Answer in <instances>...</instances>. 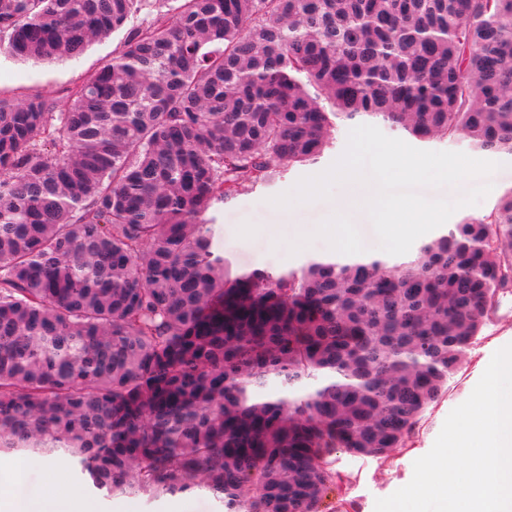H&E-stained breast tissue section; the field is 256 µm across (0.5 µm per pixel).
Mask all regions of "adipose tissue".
Segmentation results:
<instances>
[{"instance_id":"adipose-tissue-1","label":"adipose tissue","mask_w":512,"mask_h":512,"mask_svg":"<svg viewBox=\"0 0 512 512\" xmlns=\"http://www.w3.org/2000/svg\"><path fill=\"white\" fill-rule=\"evenodd\" d=\"M43 479L34 481L33 470ZM55 461L0 463V512H91L79 496L62 491Z\"/></svg>"}]
</instances>
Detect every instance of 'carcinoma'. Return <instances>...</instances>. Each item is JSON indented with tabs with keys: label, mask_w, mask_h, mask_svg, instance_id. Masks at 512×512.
I'll list each match as a JSON object with an SVG mask.
<instances>
[{
	"label": "carcinoma",
	"mask_w": 512,
	"mask_h": 512,
	"mask_svg": "<svg viewBox=\"0 0 512 512\" xmlns=\"http://www.w3.org/2000/svg\"><path fill=\"white\" fill-rule=\"evenodd\" d=\"M122 28L67 109L0 99V454L324 512L332 451L403 447L512 289V193L400 263L281 274L232 271L209 213L338 120L512 154V0H0L19 61Z\"/></svg>",
	"instance_id": "1"
}]
</instances>
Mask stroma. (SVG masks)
<instances>
[{
	"label": "stroma",
	"instance_id": "1",
	"mask_svg": "<svg viewBox=\"0 0 512 512\" xmlns=\"http://www.w3.org/2000/svg\"><path fill=\"white\" fill-rule=\"evenodd\" d=\"M124 31L92 41L84 53L72 60L53 64L22 62L0 52V99L19 102L35 97L54 100L68 108L69 91L112 58L122 48ZM353 125L338 123L329 147L314 162L290 167L275 181L260 184L225 199L212 211L215 242L233 269L248 271L270 268L288 272L318 256L330 255L323 238L316 237L298 252H291L297 224H318L334 213L342 185H335L331 196L295 205L290 211L278 210L272 199L291 190L304 177L318 175L344 152ZM499 168L494 173L496 186L478 205L458 209L450 224L463 218H484L494 212L500 198L512 191V155L491 154ZM512 344V293L504 294L495 312L483 324L458 372L449 380L448 390L423 414L405 447L385 457L358 456L336 449L329 457L334 470L345 476L341 490L332 498L328 512H375L377 499L392 495L413 477V463L432 448L452 409L463 403L483 375L493 354ZM62 480L89 502L92 512H169L178 504L179 512H222L220 502L204 488L151 499L143 495L107 497L86 485L73 466H66Z\"/></svg>",
	"mask_w": 512,
	"mask_h": 512
}]
</instances>
